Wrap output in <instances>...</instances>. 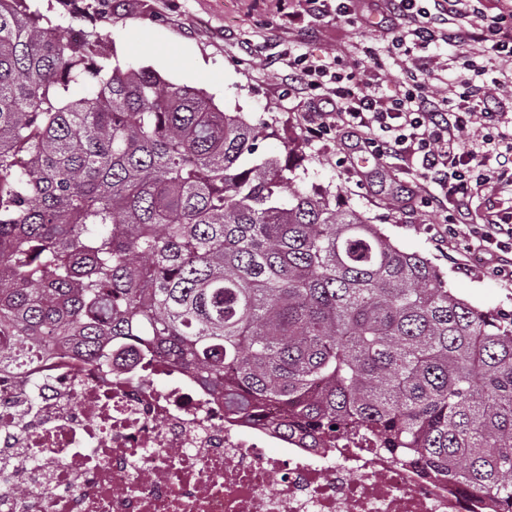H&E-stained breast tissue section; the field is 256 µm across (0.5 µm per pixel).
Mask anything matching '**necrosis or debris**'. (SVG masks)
Returning a JSON list of instances; mask_svg holds the SVG:
<instances>
[{"mask_svg":"<svg viewBox=\"0 0 512 512\" xmlns=\"http://www.w3.org/2000/svg\"><path fill=\"white\" fill-rule=\"evenodd\" d=\"M13 448L43 464L0 477V512H488L368 449L227 421L223 400L133 343L102 363L58 347L1 371L0 450Z\"/></svg>","mask_w":512,"mask_h":512,"instance_id":"necrosis-or-debris-1","label":"necrosis or debris"}]
</instances>
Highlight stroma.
Returning <instances> with one entry per match:
<instances>
[{"instance_id":"obj_1","label":"stroma","mask_w":512,"mask_h":512,"mask_svg":"<svg viewBox=\"0 0 512 512\" xmlns=\"http://www.w3.org/2000/svg\"><path fill=\"white\" fill-rule=\"evenodd\" d=\"M33 6L60 25L62 37L75 29L94 34L99 52L121 64L204 90L224 111L273 122L276 134L260 142L259 154L284 155L285 141H293L300 186L329 191L337 204L381 225L403 250L426 255L451 291L472 305L512 311V279L497 273L476 240L454 235L438 214L420 207L412 193L415 174L404 162L375 159L343 133L314 141L305 131L310 99L288 91L289 54H335L353 65L373 48L387 56L380 91L394 90L401 71L387 51L400 22L376 0H364L369 23L359 29L319 7L303 24L287 27L283 15L296 0H34ZM425 55L442 90L464 60L485 63L467 45L431 47Z\"/></svg>"}]
</instances>
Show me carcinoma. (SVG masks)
I'll return each mask as SVG.
<instances>
[{"label": "carcinoma", "mask_w": 512, "mask_h": 512, "mask_svg": "<svg viewBox=\"0 0 512 512\" xmlns=\"http://www.w3.org/2000/svg\"><path fill=\"white\" fill-rule=\"evenodd\" d=\"M42 20L0 0V370L135 341L234 417L512 512V312L256 156L267 121Z\"/></svg>", "instance_id": "obj_1"}]
</instances>
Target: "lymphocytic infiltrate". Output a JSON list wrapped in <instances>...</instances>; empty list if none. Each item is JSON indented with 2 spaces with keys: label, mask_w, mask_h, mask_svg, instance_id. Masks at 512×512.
Masks as SVG:
<instances>
[{
  "label": "lymphocytic infiltrate",
  "mask_w": 512,
  "mask_h": 512,
  "mask_svg": "<svg viewBox=\"0 0 512 512\" xmlns=\"http://www.w3.org/2000/svg\"><path fill=\"white\" fill-rule=\"evenodd\" d=\"M387 6L402 22L392 47L403 76L392 94L378 91L384 64L372 52L358 68L337 56H290L288 84L315 104L304 117L309 137L343 131L375 158L410 164L421 180V207L444 223L463 224L471 198L491 183L512 184V96L488 111L486 85L467 74L457 88L435 91L421 51L469 42L499 66H511L512 0H495L492 15L480 14L473 0H387ZM478 234L486 250L502 252L499 271L512 277V211L490 213Z\"/></svg>",
  "instance_id": "1"
}]
</instances>
